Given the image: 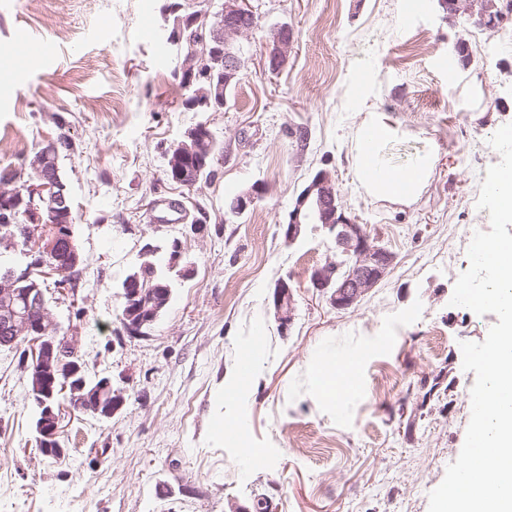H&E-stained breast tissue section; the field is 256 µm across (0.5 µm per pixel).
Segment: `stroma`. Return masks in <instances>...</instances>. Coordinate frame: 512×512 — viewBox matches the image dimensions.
<instances>
[{
  "label": "stroma",
  "mask_w": 512,
  "mask_h": 512,
  "mask_svg": "<svg viewBox=\"0 0 512 512\" xmlns=\"http://www.w3.org/2000/svg\"><path fill=\"white\" fill-rule=\"evenodd\" d=\"M164 2L0 0V74L13 87L0 131L19 137L0 168L71 139L59 171L83 280L50 311L61 335L77 337L87 374L125 396L109 419L72 413L63 458L47 459L19 353L0 349V512H253L260 497L269 512H428L471 416L475 374L460 344L484 341L498 321L450 299L469 266L461 227L490 228L477 200L500 160L489 140L512 123V18L489 31L449 20L439 0H422L407 25L398 0H251L258 26L240 82L223 111L193 112L175 53L155 56ZM282 24L295 44L273 72L265 40ZM374 112L397 128L383 147L389 166L433 156L414 202L362 186L357 136ZM200 122L220 156L214 178L188 191L167 182L165 152ZM320 170L394 256L346 311L310 280L336 253L326 230L303 225L290 243L281 229ZM256 183L260 200L230 213ZM149 243L178 244L184 266L169 307L131 337L119 285ZM284 278L294 293L285 334L273 308ZM253 339L260 355L246 375ZM338 363L331 398L316 371ZM425 380L438 381L433 395ZM254 455L265 466L245 468Z\"/></svg>",
  "instance_id": "1"
}]
</instances>
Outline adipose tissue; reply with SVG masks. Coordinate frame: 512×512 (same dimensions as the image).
<instances>
[{
	"instance_id": "obj_1",
	"label": "adipose tissue",
	"mask_w": 512,
	"mask_h": 512,
	"mask_svg": "<svg viewBox=\"0 0 512 512\" xmlns=\"http://www.w3.org/2000/svg\"><path fill=\"white\" fill-rule=\"evenodd\" d=\"M370 128L373 132L374 145L371 150H358L359 169L376 166L381 174L375 178H363L362 184L373 196L381 199L412 200L417 198L425 187L432 171L433 161L425 156L403 170L385 164L381 148L396 132L390 117L375 114Z\"/></svg>"
}]
</instances>
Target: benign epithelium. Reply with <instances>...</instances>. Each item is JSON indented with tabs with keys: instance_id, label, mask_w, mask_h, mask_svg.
I'll return each instance as SVG.
<instances>
[{
	"instance_id": "obj_1",
	"label": "benign epithelium",
	"mask_w": 512,
	"mask_h": 512,
	"mask_svg": "<svg viewBox=\"0 0 512 512\" xmlns=\"http://www.w3.org/2000/svg\"><path fill=\"white\" fill-rule=\"evenodd\" d=\"M249 0H223L219 10L211 14L201 11L192 17L197 23L214 16L208 28L210 67L206 73V86L195 91V107L207 111L224 107L226 89L236 84L245 66L244 46L240 38L251 33L257 26L258 17ZM448 17L474 20L492 28L502 17L497 0H441ZM294 39L286 25L272 27L266 37L269 67L277 71L285 66L293 49ZM53 149L41 150L28 164L32 171L23 187L0 186V209L16 210L26 206L25 216L31 224H70L73 212L66 186L61 182ZM215 154V140L209 126L200 122L191 128L185 139L173 147L167 156L168 180L180 188L192 189L201 182L199 165L206 164ZM262 188L254 185L250 190L234 199L232 213L242 214L255 204ZM321 224L328 230L338 253L352 257V262L340 270L334 262L316 267L311 274L313 287L329 296L338 310H348L384 279L394 258L384 247L378 245L354 220L342 211L335 187L325 171L316 173L298 196L294 209L289 213L285 238L292 242L301 233L304 224ZM59 237L56 234L43 236L31 248L30 254L56 253ZM127 301L126 320L123 326L132 336L147 335L148 324L154 322L160 312L155 299L146 297L138 288V276H132L123 290ZM273 306L282 330H288L293 321L294 302L291 287L285 279L280 280L274 291ZM40 310V319L33 322L29 313ZM0 330L6 336L26 337L32 350L34 368L27 377V393L42 400V413L37 425V444L41 453L59 458L64 448L57 438L61 431V414L48 404L58 387L78 402L89 403L93 399V415L110 418L124 405V399L116 396L112 403L101 401L102 393L112 387L109 378L99 379L97 394L86 392V379L82 367L67 361L77 356L78 341L70 336L59 340L58 325L46 308L42 293L21 286V280L11 271L0 275Z\"/></svg>"
}]
</instances>
